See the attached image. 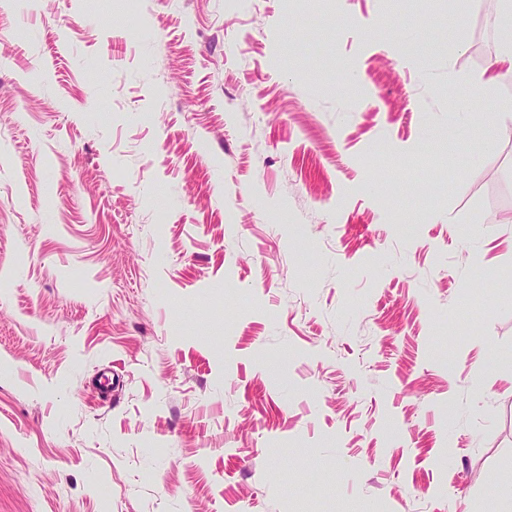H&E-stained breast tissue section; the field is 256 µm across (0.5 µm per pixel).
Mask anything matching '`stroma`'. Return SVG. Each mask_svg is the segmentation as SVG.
Returning <instances> with one entry per match:
<instances>
[{
	"label": "stroma",
	"mask_w": 512,
	"mask_h": 512,
	"mask_svg": "<svg viewBox=\"0 0 512 512\" xmlns=\"http://www.w3.org/2000/svg\"><path fill=\"white\" fill-rule=\"evenodd\" d=\"M497 10L0 0V512H487L512 72L448 87Z\"/></svg>",
	"instance_id": "stroma-1"
}]
</instances>
